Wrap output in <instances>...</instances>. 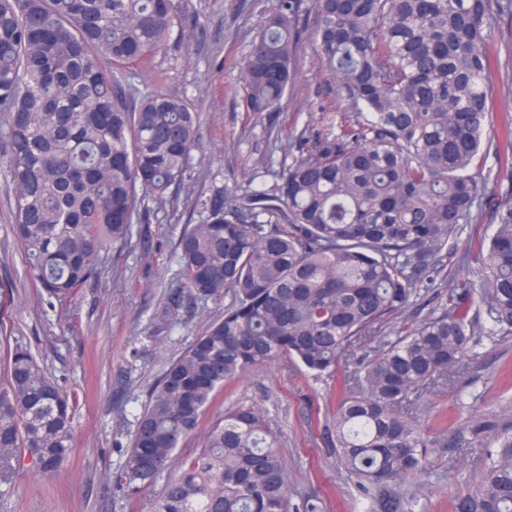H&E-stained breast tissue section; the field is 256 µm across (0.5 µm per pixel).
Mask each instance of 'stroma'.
Listing matches in <instances>:
<instances>
[{
    "mask_svg": "<svg viewBox=\"0 0 512 512\" xmlns=\"http://www.w3.org/2000/svg\"><path fill=\"white\" fill-rule=\"evenodd\" d=\"M276 0H190L179 14L164 53L132 77L139 88L187 99L200 116L199 144L188 176L172 185L171 200L152 205L146 223L133 227L120 255L105 254L95 278L66 302L49 301L35 284L16 239L14 185L0 165V347L28 346L47 375L77 399L74 447L55 475L45 476L27 459L14 462L12 488L0 512H148L147 504L175 475L169 465L136 498L114 482L124 464L139 414L153 396L163 368L206 330L232 294L170 306L180 285L177 241L184 225L198 223L210 198L232 200L273 183L284 156L273 133L319 128L324 112L348 111L337 98L313 46L311 0H301L304 35L297 76L279 109L256 114L245 104L241 64L265 10ZM497 62L491 82V117L483 144L490 152L479 178L484 199L512 190V18L494 34ZM494 230L491 212L449 241L445 272L451 282L471 280L463 263ZM344 376L315 378L302 366L276 361L226 382L201 420L208 429L234 407L259 406L280 432V451L291 471V507L318 500L322 512H359L364 501L341 466L328 429L342 396ZM512 404V335L475 348L459 379L435 395H423L427 431L441 436L473 416ZM450 449L432 451L435 467L416 482L413 512H450L455 477Z\"/></svg>",
    "mask_w": 512,
    "mask_h": 512,
    "instance_id": "stroma-1",
    "label": "stroma"
}]
</instances>
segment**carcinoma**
Returning a JSON list of instances; mask_svg holds the SVG:
<instances>
[{"label":"carcinoma","mask_w":512,"mask_h":512,"mask_svg":"<svg viewBox=\"0 0 512 512\" xmlns=\"http://www.w3.org/2000/svg\"><path fill=\"white\" fill-rule=\"evenodd\" d=\"M316 56L360 116L276 135L288 165L269 187L185 225L183 293L233 294L162 373L136 419L116 485L135 496L173 459L179 473L150 512H288L289 470L254 407L192 439L224 382L278 359L321 376L372 341L333 418L337 456L367 512H407L409 485L434 466L421 393L459 377L485 338L512 333V193L494 205L473 289L442 276V251L483 214L469 170L490 114L491 42L512 0H312ZM184 0H0V143L16 190L14 232L33 278L65 301L129 242L149 203L186 177L199 121L182 98L142 93L130 71L162 52ZM298 0L264 13L242 66L246 107L272 112L296 76ZM438 311L390 329L422 291ZM0 486L17 453L55 474L73 447L74 402L17 344L0 355ZM460 460L486 445L453 512H512V405L443 439Z\"/></svg>","instance_id":"1"}]
</instances>
